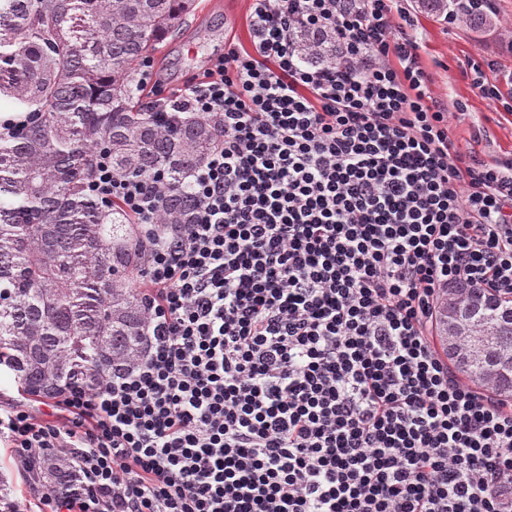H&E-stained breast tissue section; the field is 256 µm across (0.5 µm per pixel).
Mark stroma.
<instances>
[{
  "instance_id": "stroma-1",
  "label": "stroma",
  "mask_w": 512,
  "mask_h": 512,
  "mask_svg": "<svg viewBox=\"0 0 512 512\" xmlns=\"http://www.w3.org/2000/svg\"><path fill=\"white\" fill-rule=\"evenodd\" d=\"M419 54L432 77L438 101L451 114V137L458 152L487 162L512 158V53L491 24H446L442 15L409 0ZM249 0H196L194 11L152 56L164 88L172 91L222 56L225 42L251 49ZM497 88L491 99L486 88Z\"/></svg>"
}]
</instances>
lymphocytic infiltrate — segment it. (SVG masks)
I'll return each instance as SVG.
<instances>
[{
    "label": "lymphocytic infiltrate",
    "mask_w": 512,
    "mask_h": 512,
    "mask_svg": "<svg viewBox=\"0 0 512 512\" xmlns=\"http://www.w3.org/2000/svg\"><path fill=\"white\" fill-rule=\"evenodd\" d=\"M250 2L252 51L164 96L140 74L162 129L224 126L191 223L144 243V354L0 437L74 456L41 512H512V400L433 341L448 284L512 297V159L455 151L402 0ZM167 189L102 145L84 187L150 228ZM297 39L302 47H305V59L307 62L322 63L332 60L336 56V46L331 38L322 32H300Z\"/></svg>",
    "instance_id": "1"
}]
</instances>
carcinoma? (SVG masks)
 Masks as SVG:
<instances>
[{"mask_svg":"<svg viewBox=\"0 0 512 512\" xmlns=\"http://www.w3.org/2000/svg\"><path fill=\"white\" fill-rule=\"evenodd\" d=\"M194 2L0 0V47L5 32L19 40L0 52V98L35 117L23 132L0 136V366L29 396L49 399L74 384L93 389L144 352L143 292L135 280L147 260L144 229L119 202L100 206L83 183L104 144L116 174L167 172L161 223L191 221L188 177L221 142L224 127L215 117H191L161 129L138 103L133 73ZM297 39L309 62L336 56L321 32ZM451 288L438 310L448 364L512 399L509 302L479 311L497 330L488 351L470 340L450 347L445 314L468 312L469 296L485 295L464 283ZM74 476L69 452L43 458L46 483L61 487Z\"/></svg>","mask_w":512,"mask_h":512,"instance_id":"carcinoma-1","label":"carcinoma"}]
</instances>
